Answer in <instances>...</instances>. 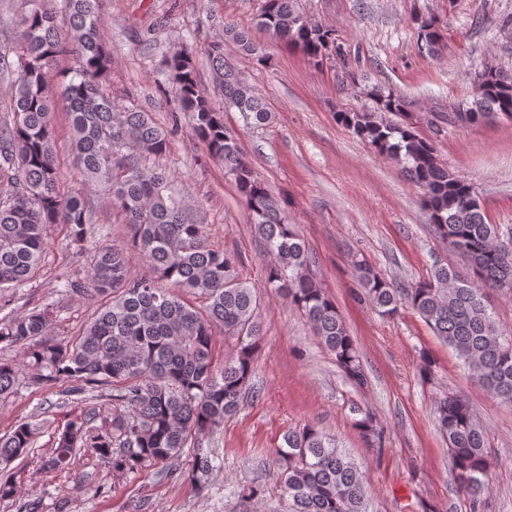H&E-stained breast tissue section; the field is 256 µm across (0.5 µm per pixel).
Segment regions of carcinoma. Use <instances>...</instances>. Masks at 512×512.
Wrapping results in <instances>:
<instances>
[{
    "label": "carcinoma",
    "instance_id": "obj_1",
    "mask_svg": "<svg viewBox=\"0 0 512 512\" xmlns=\"http://www.w3.org/2000/svg\"><path fill=\"white\" fill-rule=\"evenodd\" d=\"M43 3L25 0L15 36L0 42V81L11 114L0 124V288L26 286L41 268L47 230L56 224L65 228L70 245L87 254L86 277L58 281L57 292L104 303L76 341L53 333L51 302L0 317V344L16 351L12 359L0 358V402L25 385L62 379L69 385L59 391L60 403L87 405L52 432L48 448H35L40 421H22L0 436V501L15 503L17 512H45L41 495L16 499L10 465L29 458L55 477L71 475L84 458L114 477L151 472L204 489L220 461L214 435L249 389L261 335L260 297L239 275L234 258L208 243L203 211L192 207L166 172L146 167L147 157L166 153L175 129L158 124L135 102L119 105L107 93L112 57L101 0H60L57 11ZM258 26L313 59L336 43L331 30L302 21L294 0H265ZM224 35L264 62L247 31L227 21ZM67 53L77 55L78 66L59 97L66 105L76 178L64 189L53 147L59 97L49 80L51 66ZM206 53L225 104L251 126L267 124L271 112L225 59L224 40L211 42ZM169 68L195 136L224 164L267 242L272 259L266 285L302 312L345 378L364 388L368 379L355 340L317 283L284 201L254 174L222 114L199 91L193 46L177 47ZM377 100L385 112L405 109L390 94L379 93ZM503 114L512 116V75L489 66L476 76L473 103L451 113L448 122L475 125ZM337 117L424 190L435 233L465 267L460 272L439 266L413 286L398 288L358 260L354 268L364 297L387 316L403 305L411 308L489 394L512 405V330L502 328L484 302L487 290L512 291V249L498 243L499 228L485 222L471 185L442 167L431 144L410 125L384 123L368 112ZM86 185L104 188L123 215L129 227L125 244L96 233ZM130 249L145 259L149 275H130ZM217 329L235 342L234 355L221 363L214 357ZM435 413L457 487L476 510L488 490L482 427L454 395L439 397ZM358 414L353 425L381 451L384 426L368 410ZM275 463L286 512H372L358 465L315 427L288 432ZM263 494V486L253 483L233 492L242 500Z\"/></svg>",
    "mask_w": 512,
    "mask_h": 512
}]
</instances>
